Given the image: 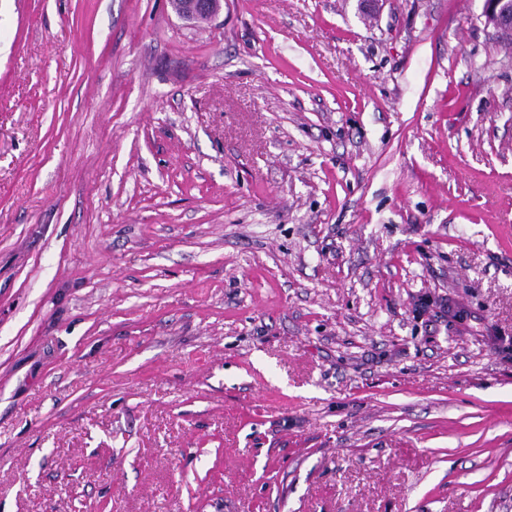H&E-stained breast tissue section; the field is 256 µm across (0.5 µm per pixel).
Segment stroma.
Here are the masks:
<instances>
[{"instance_id": "stroma-1", "label": "stroma", "mask_w": 512, "mask_h": 512, "mask_svg": "<svg viewBox=\"0 0 512 512\" xmlns=\"http://www.w3.org/2000/svg\"><path fill=\"white\" fill-rule=\"evenodd\" d=\"M482 12L0 0V512H512Z\"/></svg>"}]
</instances>
